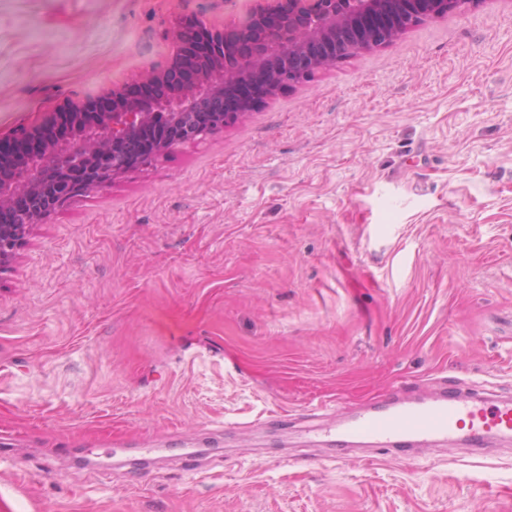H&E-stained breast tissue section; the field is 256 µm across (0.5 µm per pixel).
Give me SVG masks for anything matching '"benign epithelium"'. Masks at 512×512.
<instances>
[{"label":"benign epithelium","instance_id":"benign-epithelium-1","mask_svg":"<svg viewBox=\"0 0 512 512\" xmlns=\"http://www.w3.org/2000/svg\"><path fill=\"white\" fill-rule=\"evenodd\" d=\"M461 2L355 0L347 12L345 0H259L222 31L200 24L193 12L175 18L164 37L178 52L136 81L145 94L130 99L125 84L82 103L66 97L40 124L0 139V271L34 226L73 199L223 130L299 77L336 62L340 37L353 35L360 50L386 44L390 33L359 28L358 14L397 13V34L408 22L441 17ZM152 129L159 136L145 150L143 135Z\"/></svg>","mask_w":512,"mask_h":512}]
</instances>
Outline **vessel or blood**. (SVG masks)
<instances>
[{"label":"vessel or blood","mask_w":512,"mask_h":512,"mask_svg":"<svg viewBox=\"0 0 512 512\" xmlns=\"http://www.w3.org/2000/svg\"><path fill=\"white\" fill-rule=\"evenodd\" d=\"M392 399L337 420L339 447L390 448L406 454L438 439L463 441L474 457L488 451L491 437H512V399L492 393L432 392L412 400L400 388Z\"/></svg>","instance_id":"obj_1"}]
</instances>
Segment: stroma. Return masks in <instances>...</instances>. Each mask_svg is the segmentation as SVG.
Masks as SVG:
<instances>
[{
  "mask_svg": "<svg viewBox=\"0 0 512 512\" xmlns=\"http://www.w3.org/2000/svg\"><path fill=\"white\" fill-rule=\"evenodd\" d=\"M181 9L0 0V138L166 64ZM443 380L512 396V0L35 226L0 274V512H512V438L341 462L301 433Z\"/></svg>",
  "mask_w": 512,
  "mask_h": 512,
  "instance_id": "1",
  "label": "stroma"
}]
</instances>
